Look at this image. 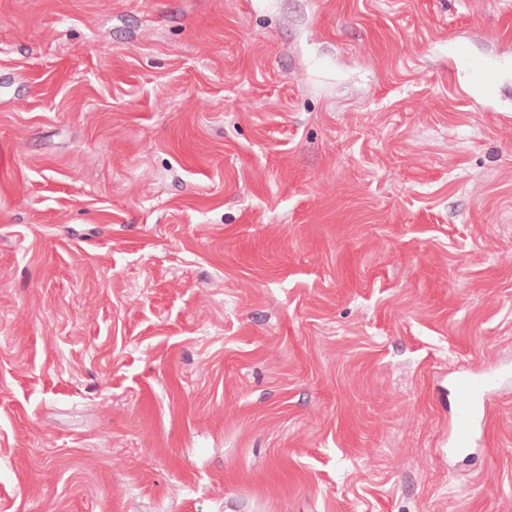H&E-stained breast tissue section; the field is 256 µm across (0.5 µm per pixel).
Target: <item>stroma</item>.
<instances>
[{
    "label": "stroma",
    "mask_w": 512,
    "mask_h": 512,
    "mask_svg": "<svg viewBox=\"0 0 512 512\" xmlns=\"http://www.w3.org/2000/svg\"><path fill=\"white\" fill-rule=\"evenodd\" d=\"M462 48L512 65V0H0V512H512ZM492 380L484 373L461 372L453 385V445L459 450L470 448L476 424L480 419L479 400L491 386Z\"/></svg>",
    "instance_id": "obj_1"
}]
</instances>
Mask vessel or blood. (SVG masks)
<instances>
[{
    "instance_id": "vessel-or-blood-1",
    "label": "vessel or blood",
    "mask_w": 512,
    "mask_h": 512,
    "mask_svg": "<svg viewBox=\"0 0 512 512\" xmlns=\"http://www.w3.org/2000/svg\"><path fill=\"white\" fill-rule=\"evenodd\" d=\"M459 65L471 87L484 100L490 101L497 97L502 81V71L497 64L481 55L466 54L460 58ZM491 384L490 377L476 371H464L456 377L453 385L455 448H470L476 424L481 416L479 400Z\"/></svg>"
}]
</instances>
